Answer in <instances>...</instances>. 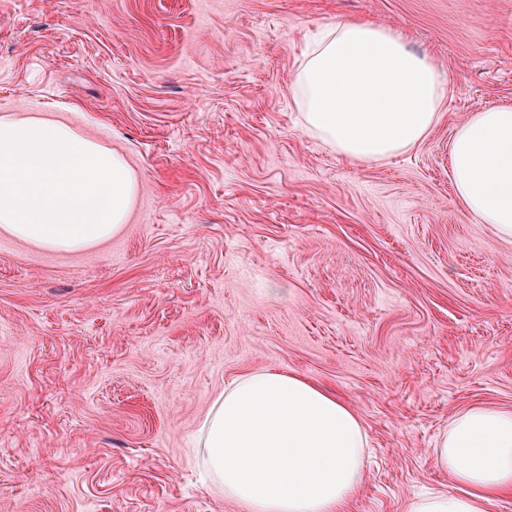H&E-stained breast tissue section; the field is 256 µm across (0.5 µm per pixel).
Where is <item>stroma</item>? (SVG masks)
I'll return each mask as SVG.
<instances>
[{
	"label": "stroma",
	"instance_id": "1",
	"mask_svg": "<svg viewBox=\"0 0 512 512\" xmlns=\"http://www.w3.org/2000/svg\"><path fill=\"white\" fill-rule=\"evenodd\" d=\"M340 17L450 79L403 154L356 165L301 125L295 68ZM510 103L512 0H0V115L63 118L138 181L96 246L0 234V512H243L199 427L266 368L360 415L347 512L454 491L449 419L512 409V239L456 199L448 144Z\"/></svg>",
	"mask_w": 512,
	"mask_h": 512
}]
</instances>
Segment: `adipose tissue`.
<instances>
[{
    "label": "adipose tissue",
    "mask_w": 512,
    "mask_h": 512,
    "mask_svg": "<svg viewBox=\"0 0 512 512\" xmlns=\"http://www.w3.org/2000/svg\"><path fill=\"white\" fill-rule=\"evenodd\" d=\"M448 85L403 33L353 19L326 27L300 59L292 94L304 130L352 163L420 144ZM455 196L512 238V104L468 113L448 153ZM137 178L109 147L61 119L0 116V233L73 251L126 223ZM203 462L247 512H344L363 480L368 438L358 412L302 375L277 368L225 385L200 428ZM458 490H430L408 512H489L512 495V409L457 412L431 450Z\"/></svg>",
    "instance_id": "ef3b65f1"
}]
</instances>
